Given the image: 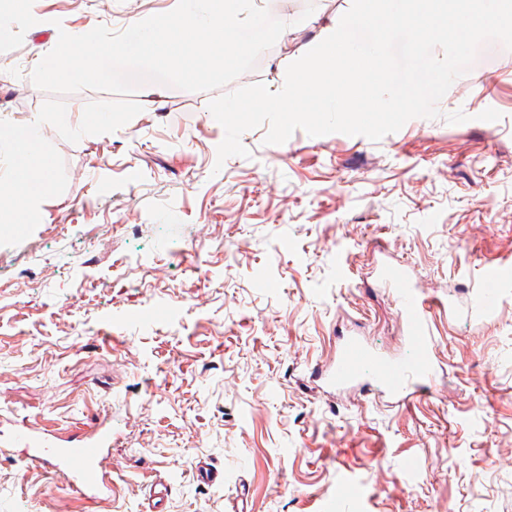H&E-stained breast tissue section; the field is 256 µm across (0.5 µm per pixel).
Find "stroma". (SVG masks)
Returning a JSON list of instances; mask_svg holds the SVG:
<instances>
[{
	"instance_id": "1",
	"label": "stroma",
	"mask_w": 512,
	"mask_h": 512,
	"mask_svg": "<svg viewBox=\"0 0 512 512\" xmlns=\"http://www.w3.org/2000/svg\"><path fill=\"white\" fill-rule=\"evenodd\" d=\"M178 0H30L0 34V119L39 112L32 62L60 30L173 10ZM352 0H275L295 25L229 90L277 89ZM117 131L72 143L65 191L0 246V432L112 426L111 496L0 452V512H512V287L492 310L486 266H512V50L484 43L438 102L374 142L296 130L216 167L208 92L148 84ZM430 298L435 387L401 400L317 380L346 339L407 359L383 267ZM217 477L206 483L196 467Z\"/></svg>"
}]
</instances>
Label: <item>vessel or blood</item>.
I'll list each match as a JSON object with an SVG mask.
<instances>
[{
  "instance_id": "b4317fda",
  "label": "vessel or blood",
  "mask_w": 512,
  "mask_h": 512,
  "mask_svg": "<svg viewBox=\"0 0 512 512\" xmlns=\"http://www.w3.org/2000/svg\"><path fill=\"white\" fill-rule=\"evenodd\" d=\"M384 279L395 290L399 313L408 326L414 357L409 361H379L376 366L378 385L393 395L409 390L426 392L435 380L433 334L429 320L431 304L418 293L405 272L388 270ZM482 281L483 290L477 303L489 308L493 306L500 288L512 281V270L498 266L487 268L482 274ZM361 351L359 342H348L333 366L324 371L326 383L340 387L358 381L357 360ZM13 444L18 447V458L25 467L40 469L65 480L89 503H98L100 492L112 488L107 478L111 431L99 427L78 443L62 446L49 436L32 435L21 430L15 435Z\"/></svg>"
}]
</instances>
